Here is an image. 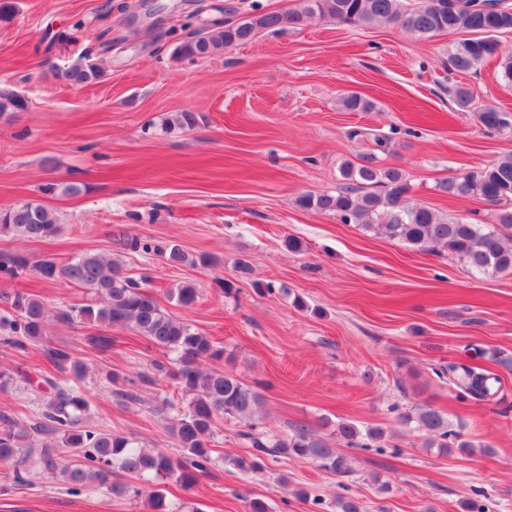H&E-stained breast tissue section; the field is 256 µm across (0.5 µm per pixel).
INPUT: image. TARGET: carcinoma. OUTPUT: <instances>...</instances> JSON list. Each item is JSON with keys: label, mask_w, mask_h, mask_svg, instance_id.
Listing matches in <instances>:
<instances>
[{"label": "carcinoma", "mask_w": 512, "mask_h": 512, "mask_svg": "<svg viewBox=\"0 0 512 512\" xmlns=\"http://www.w3.org/2000/svg\"><path fill=\"white\" fill-rule=\"evenodd\" d=\"M317 21L357 27L396 23L423 39L442 33L461 34L463 38L448 53L450 70L468 73L496 57L502 78L512 83V51H503L500 40L512 34L509 0H300L299 7L287 14L258 12L226 20L222 26L181 42L174 54L192 60L219 56L264 31L298 30ZM103 76L104 70L95 64H76L56 72L57 78L77 86L95 83ZM448 96L460 110L474 113L486 131L512 130L511 115L493 105L476 104L467 87L453 84L448 87ZM341 105L350 112H368L374 107L357 93L344 96ZM24 108L20 95L0 89V117ZM201 120L199 113L184 110L170 115L164 128L192 131ZM350 137L370 140V151L342 162L336 190L299 195V208L333 214L343 224H356L422 252H447L483 276L512 275V151L488 166L436 182L435 188L449 197H474L494 206L488 220L477 212L450 219L436 209L408 203L412 185L407 174L383 164L380 158L388 152L390 137L372 136L361 129L351 131ZM62 229L55 212L40 203L0 209V239L42 240L59 235ZM119 245L133 254L157 255L173 267L190 263L189 256L174 243L160 245L150 239L123 237ZM26 271L46 282L87 288L100 297L81 307L58 309L56 321L129 329L150 345L174 353L175 358L167 363L153 361L154 375L129 384H154L160 378L186 399V405L180 409L168 399L162 404V410L171 411L167 431L179 448V454L173 456L84 423L90 403L80 382L88 375L89 366L68 349L48 351L54 367L66 374L62 381L46 377L43 384H33L18 372L0 368L1 389L13 385L20 376L24 389L38 402L34 417L26 421L0 413V466L12 469L15 479L26 480L27 465L32 461L36 472L63 482L76 493L102 487L119 497L132 492L144 497L152 512H167L162 490L149 485L168 478L192 489L214 464L211 442L217 422L224 416L247 427L240 436L251 448L249 460H230L242 472H258L267 460L288 457L307 460L342 478L354 473L350 458L306 424L295 426L286 436L257 430L254 416L261 393L230 372L207 367L223 358L224 348L163 310L147 291L149 275L137 279L129 276L121 260L106 254L86 253L67 262L45 256L31 263L20 253H0V278L14 280ZM168 295L189 308L197 301L198 288L184 281L169 289ZM6 300L10 310L0 313L5 342L24 349L41 341L46 336L48 313L44 300L25 292H16ZM441 375L465 393L487 401L494 396L491 376L473 367L445 366ZM392 410L398 412L400 421L426 437L427 448L464 452L474 447L461 439L444 412L429 404H414L404 410L394 406ZM383 435L378 428H362L348 419L336 422V439L348 448H372ZM333 507L336 512H367L363 500L353 495L337 496Z\"/></svg>", "instance_id": "obj_1"}]
</instances>
